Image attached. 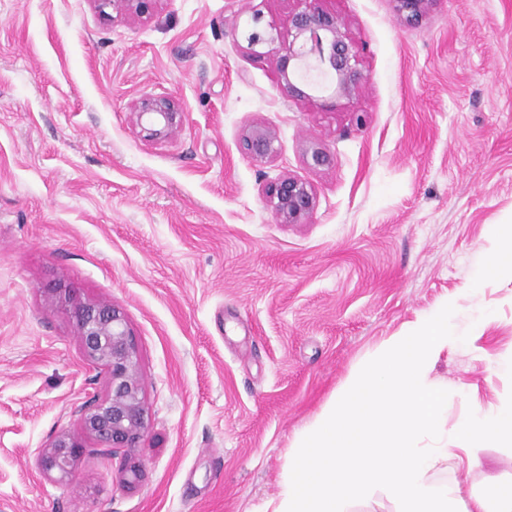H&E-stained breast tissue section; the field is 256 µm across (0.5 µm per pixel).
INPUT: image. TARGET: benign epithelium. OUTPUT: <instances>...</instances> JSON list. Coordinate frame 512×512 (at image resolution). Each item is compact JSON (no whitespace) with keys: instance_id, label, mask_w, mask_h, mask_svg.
Masks as SVG:
<instances>
[{"instance_id":"7a95c632","label":"benign epithelium","mask_w":512,"mask_h":512,"mask_svg":"<svg viewBox=\"0 0 512 512\" xmlns=\"http://www.w3.org/2000/svg\"><path fill=\"white\" fill-rule=\"evenodd\" d=\"M120 13L142 15L154 0H103ZM286 30L270 24L260 26L261 15L242 30L249 53L270 57L281 86L290 98L313 100L310 90L324 88L331 93L319 106L334 110L351 99L366 82L360 67V49L346 22L317 5L318 0H294ZM397 20L415 24L433 0H393ZM183 112L169 96L142 99L133 112L134 124L143 137L159 140L170 136L182 123ZM277 135L272 128L253 124L241 136L245 154L262 163L277 152ZM267 202L280 224H301L313 213L316 195L304 181L286 175L267 184ZM51 299L61 303L75 322L83 354L101 369L106 381L102 397L86 401L75 409L83 435L68 431L57 434L36 452L41 475L57 483H69L75 465L91 440L100 454L112 458L138 447L147 426L139 352L127 319L111 301L84 300L78 289L54 285L47 289Z\"/></svg>"}]
</instances>
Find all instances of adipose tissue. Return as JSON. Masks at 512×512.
I'll return each mask as SVG.
<instances>
[{"label":"adipose tissue","mask_w":512,"mask_h":512,"mask_svg":"<svg viewBox=\"0 0 512 512\" xmlns=\"http://www.w3.org/2000/svg\"><path fill=\"white\" fill-rule=\"evenodd\" d=\"M453 335L440 307L385 339L294 437L272 512H512V475L476 452L512 447V400L448 429V384L433 373ZM454 475L438 478L442 468Z\"/></svg>","instance_id":"ef3b65f1"}]
</instances>
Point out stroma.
Returning <instances> with one entry per match:
<instances>
[{"label": "stroma", "mask_w": 512, "mask_h": 512, "mask_svg": "<svg viewBox=\"0 0 512 512\" xmlns=\"http://www.w3.org/2000/svg\"><path fill=\"white\" fill-rule=\"evenodd\" d=\"M368 82L325 111L285 95L236 28L288 0H0V512H271L294 436L349 371L445 299L456 338L435 366L448 423L512 399V275L481 277L512 225V0H324ZM184 119L145 140L135 105ZM277 133L256 163L240 137ZM318 141L334 158L313 166ZM313 186L305 223L264 187ZM109 299L139 349L147 429L129 487L86 451L72 483L35 451L79 432L105 391L48 285ZM396 3L395 11L397 20L401 24H415L426 12L427 6L433 0H393ZM182 117L183 112L170 96L144 98L133 112L135 126L149 140L170 136L181 125ZM276 141L275 130L262 124L250 125L241 136L245 154L257 163L265 162L275 156L277 152ZM264 194L280 224H301L312 215L316 206L312 188L290 175L267 184Z\"/></svg>", "instance_id": "35a3bbf8"}]
</instances>
